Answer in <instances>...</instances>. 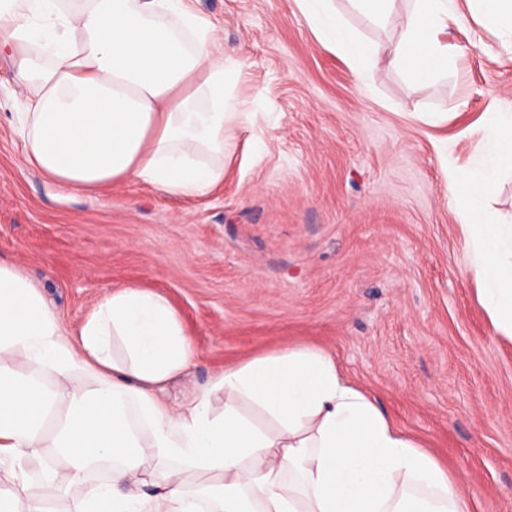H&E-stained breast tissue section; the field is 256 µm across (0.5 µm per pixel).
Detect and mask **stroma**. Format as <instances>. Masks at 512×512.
<instances>
[{
	"label": "stroma",
	"instance_id": "1",
	"mask_svg": "<svg viewBox=\"0 0 512 512\" xmlns=\"http://www.w3.org/2000/svg\"><path fill=\"white\" fill-rule=\"evenodd\" d=\"M243 64L224 182L201 198L131 180L65 191L21 163L24 110L0 56V259L65 329L107 292L165 295L198 360L177 404L225 365L324 347L393 422L460 472L473 512H512V341L476 296L449 168L483 157L486 114L512 102V54L466 23L443 77L380 59L359 84L295 0H195Z\"/></svg>",
	"mask_w": 512,
	"mask_h": 512
}]
</instances>
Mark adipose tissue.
Here are the masks:
<instances>
[{
    "label": "adipose tissue",
    "mask_w": 512,
    "mask_h": 512,
    "mask_svg": "<svg viewBox=\"0 0 512 512\" xmlns=\"http://www.w3.org/2000/svg\"><path fill=\"white\" fill-rule=\"evenodd\" d=\"M316 40L358 80L380 57L411 80L448 71L441 37L472 19L512 47V0H414L392 47L370 42L332 0H296ZM25 91L23 159L65 190L138 179L184 197L224 181L228 130L254 121L227 87L242 65L189 0H0V53ZM486 161L449 170L479 301L512 339V224L486 202L512 170V106L481 127ZM162 294H105L77 332L0 261V512H57L29 495L41 466L66 512H471L462 475L396 426L325 348L230 364L189 402L168 384L196 361ZM223 396L222 411L213 399ZM109 466V479L90 473Z\"/></svg>",
    "instance_id": "adipose-tissue-1"
}]
</instances>
